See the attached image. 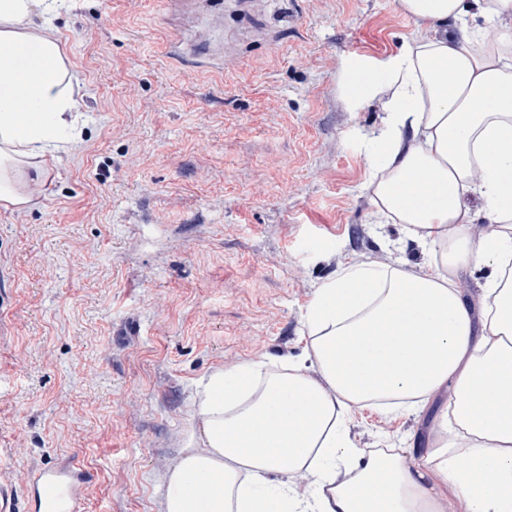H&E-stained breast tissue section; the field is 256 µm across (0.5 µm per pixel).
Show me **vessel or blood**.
<instances>
[{
  "mask_svg": "<svg viewBox=\"0 0 512 512\" xmlns=\"http://www.w3.org/2000/svg\"><path fill=\"white\" fill-rule=\"evenodd\" d=\"M86 480L85 472L74 460L36 471L32 492L39 512H74L83 497Z\"/></svg>",
  "mask_w": 512,
  "mask_h": 512,
  "instance_id": "1",
  "label": "vessel or blood"
}]
</instances>
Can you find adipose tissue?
Listing matches in <instances>:
<instances>
[{"label": "adipose tissue", "mask_w": 512, "mask_h": 512, "mask_svg": "<svg viewBox=\"0 0 512 512\" xmlns=\"http://www.w3.org/2000/svg\"><path fill=\"white\" fill-rule=\"evenodd\" d=\"M495 26L482 42L467 20ZM430 32L379 67H352L356 104L393 87L368 140L381 215L423 244L429 272L357 263L316 288L307 365L246 362L211 373L198 426L164 477L161 512H512V0H401ZM66 0H0V207H29L27 184L80 118L54 35ZM39 25H31L32 15ZM456 21L457 32L446 29ZM414 148H404L405 135ZM496 227L473 234L467 197ZM485 266L474 317L452 275ZM450 434L415 455L366 452L345 425L355 409L419 410L443 391ZM312 481L297 491L292 477Z\"/></svg>", "instance_id": "obj_1"}]
</instances>
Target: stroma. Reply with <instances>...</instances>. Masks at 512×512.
<instances>
[{
    "label": "stroma",
    "instance_id": "stroma-1",
    "mask_svg": "<svg viewBox=\"0 0 512 512\" xmlns=\"http://www.w3.org/2000/svg\"><path fill=\"white\" fill-rule=\"evenodd\" d=\"M56 37L83 122L32 202L0 209V485L90 473L79 512H160L200 380L302 362L316 288L355 262L426 269L375 223L358 62L422 23L400 0H72ZM432 410L354 411L365 450L425 447Z\"/></svg>",
    "mask_w": 512,
    "mask_h": 512
}]
</instances>
